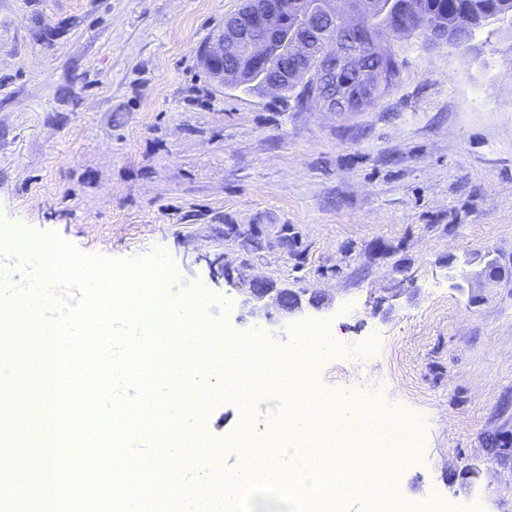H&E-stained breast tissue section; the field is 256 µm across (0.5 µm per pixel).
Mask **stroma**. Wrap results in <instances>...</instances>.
Listing matches in <instances>:
<instances>
[{
	"instance_id": "35a3bbf8",
	"label": "stroma",
	"mask_w": 512,
	"mask_h": 512,
	"mask_svg": "<svg viewBox=\"0 0 512 512\" xmlns=\"http://www.w3.org/2000/svg\"><path fill=\"white\" fill-rule=\"evenodd\" d=\"M243 0H0V232L56 234L85 255L163 251L238 337L281 352L324 324L368 355L325 360L316 390L424 425L402 483L448 512H512V24L470 49L394 36V88L364 112L219 86L202 52ZM494 264L496 282L461 289ZM304 290L250 316L228 280ZM283 386L249 420L279 447ZM40 396L0 406V458L38 456ZM220 468L240 460L236 402L205 413ZM288 464L291 448L279 447ZM477 475L462 480L464 468Z\"/></svg>"
}]
</instances>
